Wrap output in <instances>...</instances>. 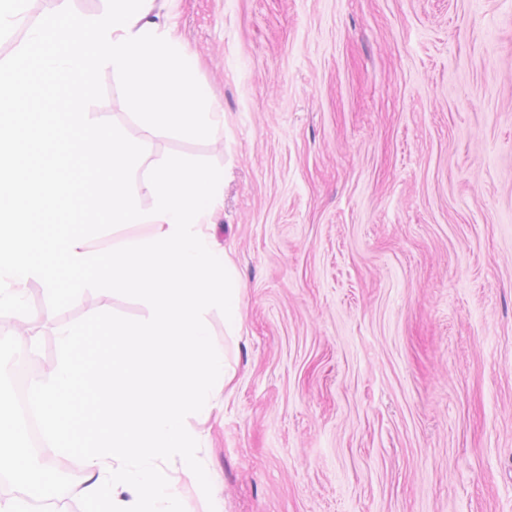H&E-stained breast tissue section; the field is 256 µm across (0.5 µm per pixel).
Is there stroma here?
I'll use <instances>...</instances> for the list:
<instances>
[{
	"label": "stroma",
	"instance_id": "stroma-1",
	"mask_svg": "<svg viewBox=\"0 0 512 512\" xmlns=\"http://www.w3.org/2000/svg\"><path fill=\"white\" fill-rule=\"evenodd\" d=\"M224 105L236 371L185 425L224 512H512V0H179ZM36 375L55 313L27 283ZM185 512H208L182 459Z\"/></svg>",
	"mask_w": 512,
	"mask_h": 512
}]
</instances>
